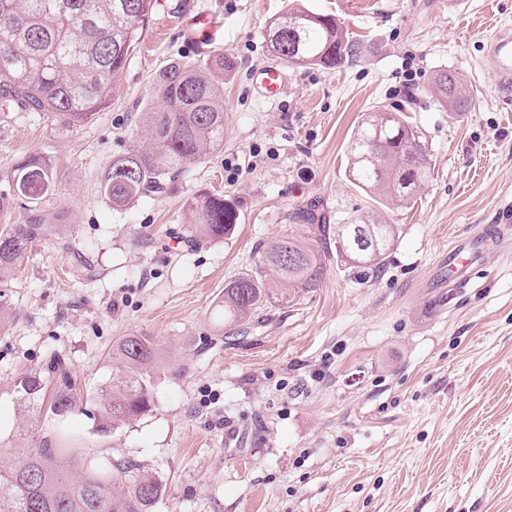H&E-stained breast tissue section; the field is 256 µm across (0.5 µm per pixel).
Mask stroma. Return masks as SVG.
<instances>
[{
  "instance_id": "stroma-1",
  "label": "stroma",
  "mask_w": 512,
  "mask_h": 512,
  "mask_svg": "<svg viewBox=\"0 0 512 512\" xmlns=\"http://www.w3.org/2000/svg\"><path fill=\"white\" fill-rule=\"evenodd\" d=\"M335 15L356 36L339 68L286 69L277 99L252 76L275 63L268 28L294 4ZM209 13V51L186 22ZM512 26V0H155L112 102L78 126L16 105L0 109V225L31 214L14 166L37 154L56 179L38 206L58 224L0 277V462L56 423L20 382L53 360L80 399L67 421L68 467L131 464L167 485L154 512H512V234L467 283L436 267L478 225L512 211V97L484 65L483 37ZM225 58L224 144L170 193L112 207L100 183L113 156L145 145L153 79L170 61ZM456 73L472 102L452 112L433 91ZM403 112L430 151L408 201H377L348 178L349 142L367 113ZM239 205L233 234L193 239L200 192ZM363 217L399 227L376 272L338 264L332 239L319 288L224 324V286L258 243ZM153 350L151 411L101 428V391L118 384L112 350L127 336Z\"/></svg>"
}]
</instances>
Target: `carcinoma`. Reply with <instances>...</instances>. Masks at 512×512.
Masks as SVG:
<instances>
[{
  "label": "carcinoma",
  "instance_id": "obj_1",
  "mask_svg": "<svg viewBox=\"0 0 512 512\" xmlns=\"http://www.w3.org/2000/svg\"><path fill=\"white\" fill-rule=\"evenodd\" d=\"M154 0H0V99L28 112H51L77 126L112 100V79L123 70L153 11ZM268 39L279 58L294 66L337 68L354 56L356 40L335 17L293 6L271 22ZM224 60L194 66L170 65L155 83L159 107L144 113L151 145L112 158L101 193L114 207L152 194H165L185 168L224 145V90L215 67ZM453 112L470 100L461 80L443 73L434 84ZM350 182L365 193L381 191L400 201L413 197L430 174L425 143L400 112H370L353 134ZM54 184L53 168L33 154L14 166L17 197L36 207ZM194 237L220 240L238 222L236 203L223 194L202 193L187 205ZM57 224H10L0 229V276ZM336 260L378 270L397 234V225L356 217L333 225ZM258 264L224 286V321H245L262 305L288 302V289L320 286L325 259L295 236L261 242ZM150 342L124 338L112 360L124 371L120 385L102 391L99 418L113 427L149 411L153 398L143 368ZM43 379L22 381L26 397H41ZM70 385L56 389L48 410L58 427L16 464L0 465V512H152L166 494L154 475L122 464L98 465L74 479L61 459L75 456L76 442L64 423L79 409Z\"/></svg>",
  "mask_w": 512,
  "mask_h": 512
}]
</instances>
